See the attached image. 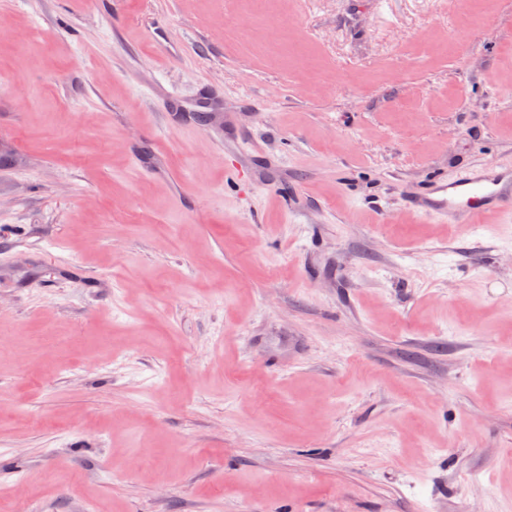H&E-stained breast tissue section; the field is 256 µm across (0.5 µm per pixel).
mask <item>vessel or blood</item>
<instances>
[{"label": "vessel or blood", "instance_id": "b4317fda", "mask_svg": "<svg viewBox=\"0 0 512 512\" xmlns=\"http://www.w3.org/2000/svg\"><path fill=\"white\" fill-rule=\"evenodd\" d=\"M405 207L451 224H480L490 212L512 218V168H492L437 181L408 198Z\"/></svg>", "mask_w": 512, "mask_h": 512}]
</instances>
